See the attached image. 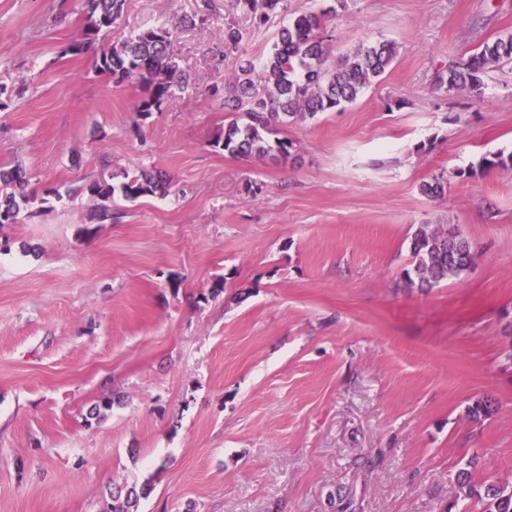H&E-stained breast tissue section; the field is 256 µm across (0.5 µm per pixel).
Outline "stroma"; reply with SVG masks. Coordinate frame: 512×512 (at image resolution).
<instances>
[{
    "instance_id": "obj_1",
    "label": "stroma",
    "mask_w": 512,
    "mask_h": 512,
    "mask_svg": "<svg viewBox=\"0 0 512 512\" xmlns=\"http://www.w3.org/2000/svg\"><path fill=\"white\" fill-rule=\"evenodd\" d=\"M335 4L287 0L225 60V23L252 24L235 0H126L102 43L190 20V86L145 118L137 83L62 55L82 0H0V168L60 194L0 228V512H102L124 479L153 486L138 512H481L463 469L512 479V171L478 169L512 153V64L477 94L435 84L512 34V0ZM326 9L334 56L395 42L384 79L284 127L287 162L214 148L239 59ZM140 170L167 194L115 197L109 222L72 192ZM422 224L476 253L426 290L402 277Z\"/></svg>"
}]
</instances>
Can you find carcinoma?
<instances>
[{"label":"carcinoma","instance_id":"1","mask_svg":"<svg viewBox=\"0 0 512 512\" xmlns=\"http://www.w3.org/2000/svg\"><path fill=\"white\" fill-rule=\"evenodd\" d=\"M125 2L85 0L84 28L64 53L84 54L93 50L96 72L116 83H139L144 95L137 112L146 118L173 104L176 91L189 82L170 51L177 30L188 19L158 21L116 45L96 49L101 31L112 28ZM283 2L236 0L251 14L253 30L227 24L222 57H236L243 41L261 29ZM328 42L324 12L303 13L282 26L264 58L239 66L237 73L225 81L224 109L229 120L216 135L213 147L235 158L285 162L291 156L293 143L278 137L281 128L354 103L364 89L384 79L396 57L394 42L386 40L362 45L335 61L330 58ZM511 62L512 34L486 42L478 52L449 65L437 74L436 82L447 93L464 89L478 93L488 70ZM481 166L485 171H511L512 154L485 157ZM27 186L28 178L20 166L0 169V227L16 223L21 209L27 205L37 200L48 202L29 193ZM166 189L167 180L161 174L146 170L126 174L116 185L97 180L81 187L99 200L97 218L102 222L112 219L115 192L133 201L163 194ZM447 189L448 181L440 177L421 186V192L430 198L445 196ZM410 252L412 265L404 270L405 282L421 289L461 276L475 260L469 241L452 224L419 225L412 236ZM461 485L466 487L467 496H478L483 512H512V481L491 483L480 495L465 472ZM149 491L147 484L139 486L126 480L112 483L111 512H137L140 497Z\"/></svg>","mask_w":512,"mask_h":512}]
</instances>
